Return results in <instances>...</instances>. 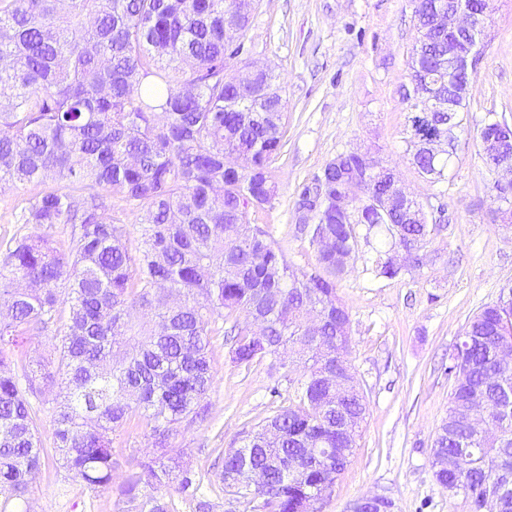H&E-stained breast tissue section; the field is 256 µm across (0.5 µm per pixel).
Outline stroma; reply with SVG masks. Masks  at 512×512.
I'll return each instance as SVG.
<instances>
[{"instance_id":"obj_1","label":"stroma","mask_w":512,"mask_h":512,"mask_svg":"<svg viewBox=\"0 0 512 512\" xmlns=\"http://www.w3.org/2000/svg\"><path fill=\"white\" fill-rule=\"evenodd\" d=\"M490 31L450 175L440 182L423 177L410 161L411 114L403 96L416 37L411 0H257L241 61L228 68L234 75L246 64L274 67L287 100L277 194L254 218L269 225L293 265L317 262L315 246L297 230L299 190L338 153L371 152L395 169L417 200L443 212L420 266L393 279L376 272L394 253L385 232L357 228L356 252L337 294L350 317L347 358L369 411L355 453L320 512H347L373 493L390 497L393 512H468L462 497L437 482L430 449L448 414L454 346L468 319L512 285V223L491 219L497 174L477 139L488 111L512 115V0H494ZM36 192L26 185L0 193V243L48 235L67 244L69 225L19 223ZM211 359L207 416L181 425L172 444L186 450L184 468L209 492L215 512H243L217 480L224 452L287 401L289 380L301 378L304 368L291 357L282 366L236 365L222 335L212 339ZM54 396L49 389L34 402L48 453L26 496V512H121L116 491L131 460L157 456L151 438L134 429L116 436L111 485L88 490L65 475L51 452Z\"/></svg>"}]
</instances>
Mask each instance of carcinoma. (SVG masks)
<instances>
[{
    "label": "carcinoma",
    "instance_id": "1",
    "mask_svg": "<svg viewBox=\"0 0 512 512\" xmlns=\"http://www.w3.org/2000/svg\"><path fill=\"white\" fill-rule=\"evenodd\" d=\"M254 0H0V191L33 184L23 224H70L67 246L48 237L16 240L0 272V512L25 500L47 449L31 398L60 381L51 411L61 467L96 490L112 481L113 437L138 420L169 465L136 463L119 488L130 512H176L159 493L182 471L176 426L205 418L213 387L211 337L230 325V358L249 367L300 345L307 375L288 380V404L224 452L222 490L244 512H315L345 470L368 411L348 368L344 396L329 383L336 353H348L350 318L336 294L355 252L356 224L387 225L411 262L433 225L403 207L336 208L359 161L336 154L303 185L298 203L316 201L300 231L317 246V267L292 265L267 225L249 209L277 191L272 163L285 134L286 100L271 70L241 86L226 70L224 25L247 34ZM448 32L416 37L405 94L450 93L453 112L413 120V138L430 129L457 139L474 76L448 91ZM450 156L412 153L418 172L444 179ZM140 208L141 242L108 216L112 199ZM321 311L304 328L311 307ZM255 320L261 336L250 333ZM55 332L54 371L37 363L23 388L12 355L36 333ZM512 287L466 324L448 376V417L431 448L437 481L464 489L469 512H512ZM481 398L498 434L480 439L457 415Z\"/></svg>",
    "mask_w": 512,
    "mask_h": 512
}]
</instances>
